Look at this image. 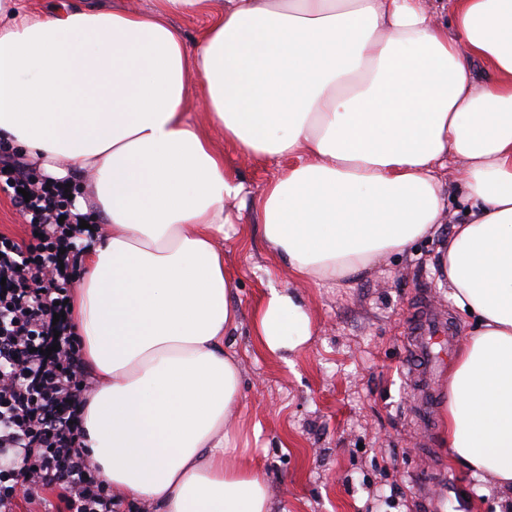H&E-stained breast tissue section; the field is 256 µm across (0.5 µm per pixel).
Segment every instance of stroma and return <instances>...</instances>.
<instances>
[{"mask_svg": "<svg viewBox=\"0 0 512 512\" xmlns=\"http://www.w3.org/2000/svg\"><path fill=\"white\" fill-rule=\"evenodd\" d=\"M226 165L260 191L277 171L257 164L211 133ZM449 223L387 257L370 274L299 286L312 336L289 360L262 351L251 311L274 263L258 216L243 210L224 227V261L242 310L233 336L241 365L239 413L260 426L246 453L256 459L276 512H497L499 494L451 462L441 424L426 429L410 416L406 337L420 306L451 318L459 342L475 327L437 280L440 250L461 219L449 199Z\"/></svg>", "mask_w": 512, "mask_h": 512, "instance_id": "35a3bbf8", "label": "stroma"}]
</instances>
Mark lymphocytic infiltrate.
<instances>
[{"mask_svg": "<svg viewBox=\"0 0 512 512\" xmlns=\"http://www.w3.org/2000/svg\"><path fill=\"white\" fill-rule=\"evenodd\" d=\"M0 191L34 232L27 242L0 236V512L17 498L45 507L53 489L64 512H114L112 486L84 448L77 408L96 382L80 340L55 321L69 287L64 253L80 255L81 216L52 178L22 157L0 155Z\"/></svg>", "mask_w": 512, "mask_h": 512, "instance_id": "obj_1", "label": "lymphocytic infiltrate"}]
</instances>
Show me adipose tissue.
Instances as JSON below:
<instances>
[{"label":"adipose tissue","instance_id":"1","mask_svg":"<svg viewBox=\"0 0 512 512\" xmlns=\"http://www.w3.org/2000/svg\"><path fill=\"white\" fill-rule=\"evenodd\" d=\"M153 0L149 13L0 0V141L70 183L112 234L81 255L69 301L100 382L86 446L120 499L155 512H272L240 445L241 311L219 240L249 204L276 267L339 282L469 213L440 283L478 327L449 373L442 443L512 512V0ZM212 20L188 51L173 16ZM488 78L477 79L474 62ZM200 90L208 125L190 121ZM281 168L249 194L209 128ZM454 165L452 185L439 171ZM252 334L310 338L296 293L268 284Z\"/></svg>","mask_w":512,"mask_h":512}]
</instances>
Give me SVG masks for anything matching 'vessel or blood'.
Masks as SVG:
<instances>
[{
  "mask_svg": "<svg viewBox=\"0 0 512 512\" xmlns=\"http://www.w3.org/2000/svg\"><path fill=\"white\" fill-rule=\"evenodd\" d=\"M452 326L441 316L422 311L414 321L407 338V371L420 399L418 414L423 425H431L438 395L432 379L444 371L455 347Z\"/></svg>",
  "mask_w": 512,
  "mask_h": 512,
  "instance_id": "1",
  "label": "vessel or blood"
}]
</instances>
